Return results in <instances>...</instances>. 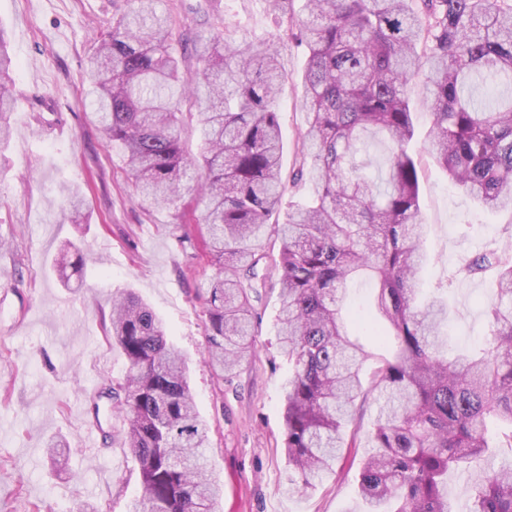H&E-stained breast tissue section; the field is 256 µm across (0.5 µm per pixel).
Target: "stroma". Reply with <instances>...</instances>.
<instances>
[{"mask_svg": "<svg viewBox=\"0 0 512 512\" xmlns=\"http://www.w3.org/2000/svg\"><path fill=\"white\" fill-rule=\"evenodd\" d=\"M184 18L177 32L188 68L210 23L274 40L288 81L280 100L284 163L292 165L306 120L300 78L306 52L269 11L266 0H161ZM130 0H0V30L15 63L12 134L0 173V512H135L137 463L123 444L122 422L108 399L81 388L119 379L124 357L100 320L113 297L134 292L162 318L167 341L190 370L198 411L208 425L209 468L224 486L221 512H352L367 451L351 448L335 475L315 491L289 490L283 448L284 392L290 374L277 336V289L257 304L256 355L232 377L204 361L206 227L202 201L187 194L177 210L144 211L122 156L107 151L89 122L85 59ZM85 198L73 214L71 191ZM428 226L425 291L448 283V347L480 343L488 331L482 303L494 279H456L476 253L496 246L512 211L491 213L426 163L420 181ZM80 246L86 263L66 276L59 254ZM63 442L60 463L47 458Z\"/></svg>", "mask_w": 512, "mask_h": 512, "instance_id": "35a3bbf8", "label": "stroma"}]
</instances>
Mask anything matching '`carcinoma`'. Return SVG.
Wrapping results in <instances>:
<instances>
[{"instance_id":"carcinoma-1","label":"carcinoma","mask_w":512,"mask_h":512,"mask_svg":"<svg viewBox=\"0 0 512 512\" xmlns=\"http://www.w3.org/2000/svg\"><path fill=\"white\" fill-rule=\"evenodd\" d=\"M132 0L87 57L88 113L121 152L144 208L177 206L194 189L204 203L208 265L205 359L219 377L254 355V306L267 288L268 234L280 240L279 336L291 365L285 384L289 484L314 491L346 448L367 436L358 495L364 512H512V468L483 473L468 501L448 498L451 470L489 450L488 422L512 448V233L458 270H492L496 298L479 352L452 358L447 305L419 301L425 266L419 155L408 88L425 76L432 118L428 152L448 179L490 211L512 208V0H269L307 51L301 149L283 169L278 50L236 31L211 36L195 75L172 43L174 16ZM13 61L0 29V145L14 110ZM200 109L182 111L183 103ZM201 126L199 155L181 143L185 119ZM386 147V178L367 172L361 146ZM306 200L285 197L305 178ZM63 267L85 260L71 243ZM376 282L374 316L392 355L366 350L345 329L346 286ZM101 328L125 359L110 388L125 445L141 475L138 512H216L200 419L182 356L158 315L132 293L112 301ZM379 401L363 430L366 408Z\"/></svg>"}]
</instances>
